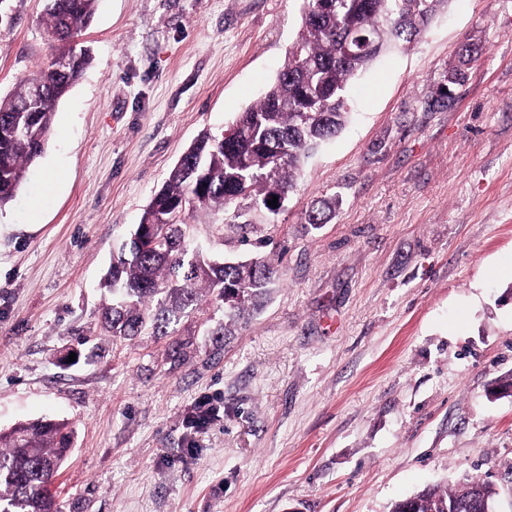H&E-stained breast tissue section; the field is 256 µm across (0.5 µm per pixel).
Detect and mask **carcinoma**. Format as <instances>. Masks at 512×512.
Masks as SVG:
<instances>
[{
  "label": "carcinoma",
  "instance_id": "cac0c4a2",
  "mask_svg": "<svg viewBox=\"0 0 512 512\" xmlns=\"http://www.w3.org/2000/svg\"><path fill=\"white\" fill-rule=\"evenodd\" d=\"M447 0H300L301 29L274 83L229 125L236 135L203 133L186 151L145 209L127 250L112 261L103 287L111 303L102 314L106 334L132 339L146 330L166 336L190 314L220 310L224 322L211 331L228 336L258 310L276 281L275 267L260 258L226 263L191 244L185 216L232 210L241 244L249 245L251 205L269 214L272 196L288 199L301 162L345 126L348 83L374 57L343 54L349 25L382 41L383 48L410 44ZM97 0H48L52 56L67 59L64 72L50 62L0 97V206L22 187L28 167L43 152L57 103L89 64L74 42L95 13ZM41 93L33 95L34 84ZM338 200L311 208L308 223L324 224ZM75 429L65 420H33L0 432V512H61L49 486L71 451ZM479 486L428 487L417 494L418 512H475Z\"/></svg>",
  "mask_w": 512,
  "mask_h": 512
}]
</instances>
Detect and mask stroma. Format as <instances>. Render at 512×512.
Here are the masks:
<instances>
[{"mask_svg":"<svg viewBox=\"0 0 512 512\" xmlns=\"http://www.w3.org/2000/svg\"><path fill=\"white\" fill-rule=\"evenodd\" d=\"M46 4L0 0L1 96L50 59ZM300 27L296 0H99L76 38L91 63L0 207V430L73 423L63 512H391L476 476L512 512V0H448L380 54L251 245L193 221L216 258L280 269L234 336L195 316L102 333L103 278L151 198L260 99ZM320 198L339 204L308 223ZM78 336L93 358L69 360Z\"/></svg>","mask_w":512,"mask_h":512,"instance_id":"stroma-1","label":"stroma"}]
</instances>
